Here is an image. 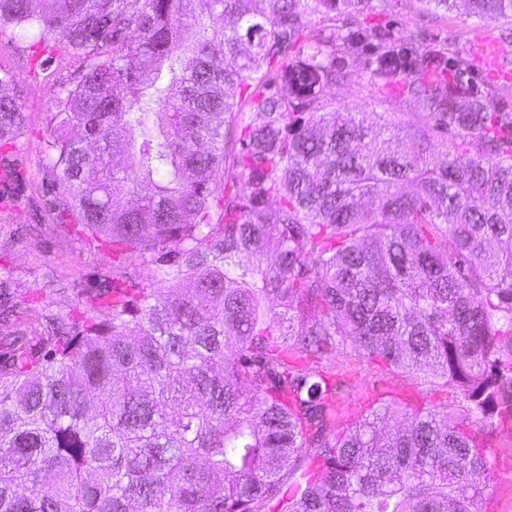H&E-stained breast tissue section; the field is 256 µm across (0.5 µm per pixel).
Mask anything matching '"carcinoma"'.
Listing matches in <instances>:
<instances>
[{"instance_id":"1","label":"carcinoma","mask_w":512,"mask_h":512,"mask_svg":"<svg viewBox=\"0 0 512 512\" xmlns=\"http://www.w3.org/2000/svg\"><path fill=\"white\" fill-rule=\"evenodd\" d=\"M462 2L512 22V0ZM36 3L0 0V29L61 49L45 207L147 283L100 307L123 264L98 288L48 277L87 313L28 330L0 264V512H493L473 476L512 427V114L460 62L425 77L442 52L363 26L371 0ZM329 14L342 29L303 34ZM374 44L368 81L405 73L451 149L327 111L336 52ZM25 123L1 96L0 148ZM341 346L448 403L336 429L348 392L321 361Z\"/></svg>"}]
</instances>
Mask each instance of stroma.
Here are the masks:
<instances>
[{"label":"stroma","instance_id":"1","mask_svg":"<svg viewBox=\"0 0 512 512\" xmlns=\"http://www.w3.org/2000/svg\"><path fill=\"white\" fill-rule=\"evenodd\" d=\"M364 18L367 25L389 26L403 36L418 37L443 48L450 58L469 62L479 86L491 84L500 90L490 100L491 111L512 113V23L487 25L470 18L461 9L435 16L424 12L418 0H373ZM481 35L488 36L498 47L500 78H492L485 72L478 53L477 38ZM9 38V33H0V67L9 69L15 76L27 124L21 151L8 154L7 159L24 169L29 184L23 204L12 212H0V264L16 268L17 286L31 302L28 321L34 325L46 305L64 309L76 305L71 292L44 294L41 290L44 275L93 286L109 275L118 256L95 243L75 242L44 211L38 194L45 176L41 147L46 136L45 114L53 100L57 74L46 62L47 48L12 46ZM336 68L339 72L336 85L324 91L333 105L384 114L403 135L428 130L433 147L450 144V135L440 133L433 120L406 94L404 76H397L386 88H377L368 82L362 65L341 52L336 55ZM380 388L402 402L431 409L442 407L446 401L445 392L416 386L405 376H388L381 381ZM493 441L499 452L491 479L498 501L497 512H512V435L501 429L495 431Z\"/></svg>","mask_w":512,"mask_h":512}]
</instances>
